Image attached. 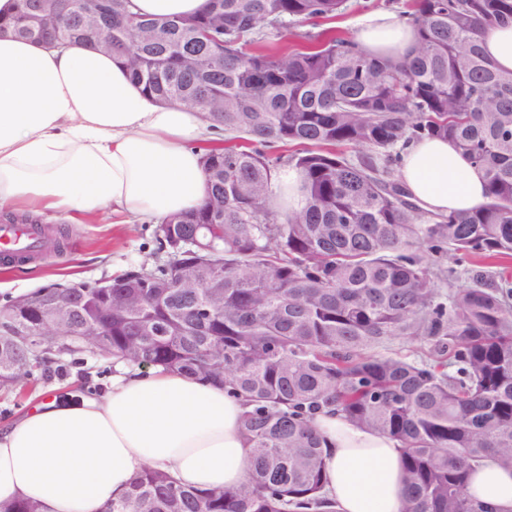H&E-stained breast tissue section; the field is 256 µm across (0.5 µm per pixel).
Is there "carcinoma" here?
<instances>
[{
    "label": "carcinoma",
    "mask_w": 512,
    "mask_h": 512,
    "mask_svg": "<svg viewBox=\"0 0 512 512\" xmlns=\"http://www.w3.org/2000/svg\"><path fill=\"white\" fill-rule=\"evenodd\" d=\"M41 2L20 0L15 35L96 44L79 15L62 30L34 22ZM113 2L99 35L132 80L201 112L224 144L203 149L204 206L157 227L166 260L115 281L112 335L39 360L88 350L220 384L245 401L251 458L241 484L204 492L146 469L105 512H336L311 426L325 409L396 442L402 512H485L468 494L472 466L493 457L512 472V277L463 262L512 258V72L481 48L512 23V0H410L400 17L416 46L397 63L326 32L275 47L288 24L333 17L345 0H208L165 18ZM423 138L483 172L479 207L432 214L411 200L401 150ZM287 165L303 176L299 210L275 203ZM177 256L197 287L166 271ZM75 318L98 329V303L77 302ZM395 337L432 349L378 351Z\"/></svg>",
    "instance_id": "cac0c4a2"
}]
</instances>
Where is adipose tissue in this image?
Listing matches in <instances>:
<instances>
[{"mask_svg":"<svg viewBox=\"0 0 512 512\" xmlns=\"http://www.w3.org/2000/svg\"><path fill=\"white\" fill-rule=\"evenodd\" d=\"M16 5L0 0V210L111 213L133 224L199 209L209 189L194 144L211 136L202 114L157 102L93 45L17 37ZM356 40L399 61L416 34L380 11ZM400 177L432 213L484 200L482 172L443 139L410 143ZM245 410L222 387L159 367L119 368L106 391L65 404L45 398L0 425V512L27 498L43 512H101L149 467L201 491L238 485L249 461ZM312 426L325 442L324 492L336 512H402L394 440L328 410ZM468 490L492 512H512V473L493 460L473 468Z\"/></svg>","mask_w":512,"mask_h":512,"instance_id":"obj_1","label":"adipose tissue"}]
</instances>
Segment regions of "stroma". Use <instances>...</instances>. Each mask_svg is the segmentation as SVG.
I'll return each instance as SVG.
<instances>
[{"instance_id":"1","label":"stroma","mask_w":512,"mask_h":512,"mask_svg":"<svg viewBox=\"0 0 512 512\" xmlns=\"http://www.w3.org/2000/svg\"><path fill=\"white\" fill-rule=\"evenodd\" d=\"M385 0H345L339 14L330 20H310L290 25L279 40L282 49L306 44L308 37L325 30L354 36L362 21ZM35 224L48 230L56 248L27 261L0 258V306L10 298L41 285L93 282L117 276L141 265H154L157 256L156 223L115 224L105 219L77 224L61 214L33 215ZM112 359L84 353L63 360L62 369L44 371L34 367L30 377L12 390H0V423L22 412L39 393L50 390L60 398L80 388L103 390L112 383Z\"/></svg>"}]
</instances>
